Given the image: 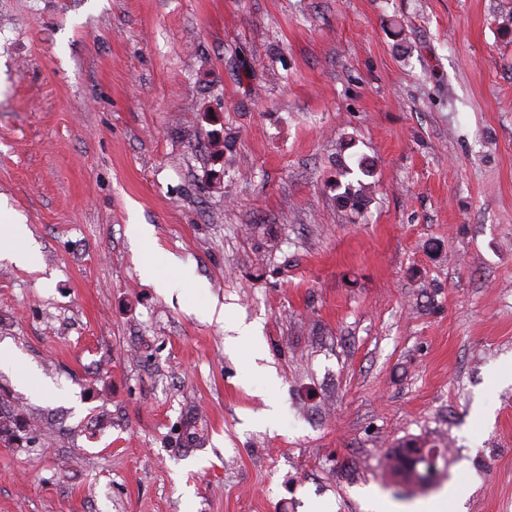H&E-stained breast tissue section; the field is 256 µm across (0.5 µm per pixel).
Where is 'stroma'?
Returning <instances> with one entry per match:
<instances>
[{"instance_id": "35a3bbf8", "label": "stroma", "mask_w": 512, "mask_h": 512, "mask_svg": "<svg viewBox=\"0 0 512 512\" xmlns=\"http://www.w3.org/2000/svg\"><path fill=\"white\" fill-rule=\"evenodd\" d=\"M0 199L41 257L0 260V344L54 387L0 369V512H512V0H0ZM352 170L340 161L336 169V179L332 186L336 191V199L341 208L349 211L351 215H359L370 205L372 201V185L357 179L356 185L352 180L342 181L350 175ZM159 267H163L171 272H176L182 269V261L172 253L161 252L156 260H143L139 271L145 282L154 284L161 290L180 288L182 298L188 303L192 301L196 292L206 288V285L200 281L187 283L186 281H175L167 276H162L159 274ZM410 446L412 445L402 444L398 446V448H406V450L400 451V458L403 464H408L409 461L416 456L418 448H411ZM398 448H391L388 451L387 466L389 469L396 474L404 476L406 479H412L418 483H425L429 481L433 473L430 471V462L424 457H419L414 461L411 468L402 467L397 462ZM420 464L425 465L424 473L418 471ZM462 493L459 490L446 489L438 496L436 500H422L411 505L405 506L397 503L389 504L388 510H370L372 512L386 511V512H446L448 511V500L454 502L452 511H461L460 497Z\"/></svg>"}]
</instances>
